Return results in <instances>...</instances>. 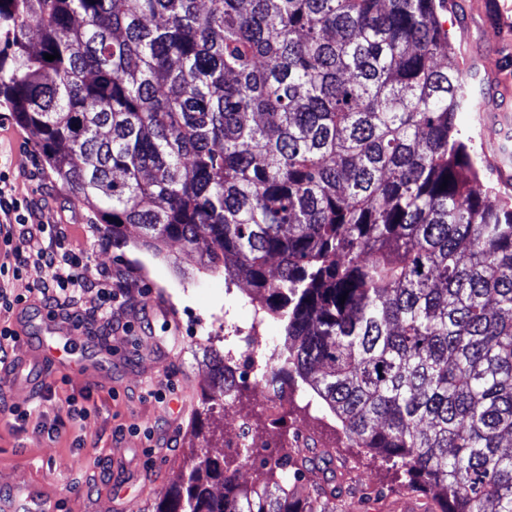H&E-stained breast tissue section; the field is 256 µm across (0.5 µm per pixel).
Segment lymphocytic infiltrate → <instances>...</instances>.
<instances>
[{
	"instance_id": "lymphocytic-infiltrate-1",
	"label": "lymphocytic infiltrate",
	"mask_w": 512,
	"mask_h": 512,
	"mask_svg": "<svg viewBox=\"0 0 512 512\" xmlns=\"http://www.w3.org/2000/svg\"><path fill=\"white\" fill-rule=\"evenodd\" d=\"M19 203L8 197L0 188V213L14 216L0 243L6 248L8 260L0 264V282L7 278L20 277L30 264L43 268L46 276L35 287L36 300L52 312L69 311L71 320L83 323L82 314L76 307L81 294L96 289L99 306L94 315L104 320L108 330L114 334L128 335L130 323L117 317L116 311L123 303L121 293L114 289L115 278L106 271L92 272L78 248L67 247L66 229H58L55 235H47L46 225L29 223L19 214Z\"/></svg>"
}]
</instances>
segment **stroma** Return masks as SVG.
<instances>
[{"label": "stroma", "mask_w": 512, "mask_h": 512, "mask_svg": "<svg viewBox=\"0 0 512 512\" xmlns=\"http://www.w3.org/2000/svg\"><path fill=\"white\" fill-rule=\"evenodd\" d=\"M442 19L456 49L486 59L479 74L477 97H489L490 73L512 80V0H445ZM0 177L23 207H35L49 224H66L82 247L92 270L132 273L136 282L124 318L136 321L141 306L153 312L150 332L111 341L112 355L70 337L66 372H49V388L35 397L0 398V490L23 482L38 484L62 512H98L100 497L112 492L118 512H154L162 491L179 474L201 436H209L212 456L225 460L240 482L263 485L267 471L243 462L224 439L235 416L244 415L263 435L295 432L306 426L320 451L339 466L352 487L345 512H420L425 496L404 488L400 467L363 448L350 447L333 416L307 408L308 395L292 386L288 404L271 420L253 383L224 409L203 415L210 394L208 357L223 349L224 321H250L251 300L245 284L226 289L224 275L201 269L196 253L172 242L154 251L143 247L135 231L113 241L98 216L81 205L46 164L28 131L0 107ZM80 223H73V216ZM95 364L112 380L111 389L95 386L76 373ZM177 385L174 397L146 396L166 378ZM87 407V415L69 419L67 400ZM31 409L24 425L15 424L12 406ZM60 425V437L48 430ZM122 440H114L117 426ZM172 440L169 448H150L145 430Z\"/></svg>", "instance_id": "1"}]
</instances>
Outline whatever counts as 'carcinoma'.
Returning <instances> with one entry per match:
<instances>
[{
	"mask_svg": "<svg viewBox=\"0 0 512 512\" xmlns=\"http://www.w3.org/2000/svg\"><path fill=\"white\" fill-rule=\"evenodd\" d=\"M441 8L0 0V104L112 238L249 283L282 328L265 386H307L437 491L424 512H512V203L456 124L475 75ZM209 367L206 412L240 390L224 353ZM261 463L243 486L205 444L155 512H338L350 492L286 448Z\"/></svg>",
	"mask_w": 512,
	"mask_h": 512,
	"instance_id": "obj_1",
	"label": "carcinoma"
}]
</instances>
